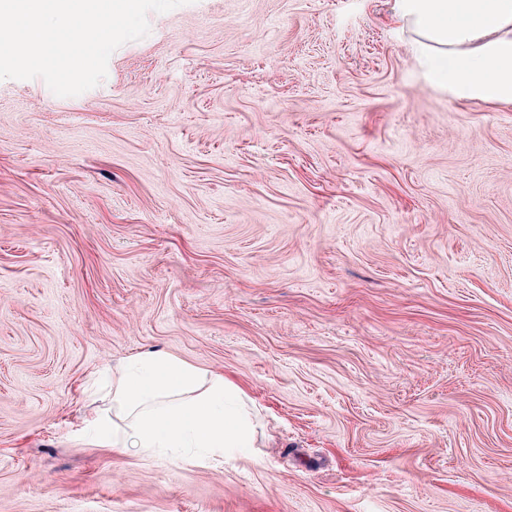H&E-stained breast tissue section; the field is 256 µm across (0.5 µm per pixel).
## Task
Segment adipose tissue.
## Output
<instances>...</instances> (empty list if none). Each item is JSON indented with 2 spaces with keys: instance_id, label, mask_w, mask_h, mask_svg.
<instances>
[{
  "instance_id": "1",
  "label": "adipose tissue",
  "mask_w": 512,
  "mask_h": 512,
  "mask_svg": "<svg viewBox=\"0 0 512 512\" xmlns=\"http://www.w3.org/2000/svg\"><path fill=\"white\" fill-rule=\"evenodd\" d=\"M395 16L414 33L432 84L459 101L512 104V0H396ZM110 392L126 424L94 418L103 447L192 461L239 455L255 444L243 392L170 353L147 351L113 369Z\"/></svg>"
}]
</instances>
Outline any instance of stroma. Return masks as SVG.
<instances>
[{
    "label": "stroma",
    "instance_id": "stroma-1",
    "mask_svg": "<svg viewBox=\"0 0 512 512\" xmlns=\"http://www.w3.org/2000/svg\"><path fill=\"white\" fill-rule=\"evenodd\" d=\"M74 97L0 80V512H512V105L393 0H190ZM163 350L247 457L101 447Z\"/></svg>",
    "mask_w": 512,
    "mask_h": 512
}]
</instances>
